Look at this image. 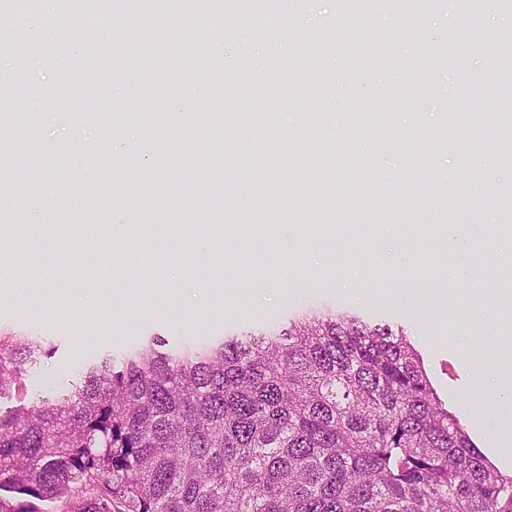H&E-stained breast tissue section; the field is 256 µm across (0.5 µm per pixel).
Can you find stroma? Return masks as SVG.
<instances>
[{
    "mask_svg": "<svg viewBox=\"0 0 512 512\" xmlns=\"http://www.w3.org/2000/svg\"><path fill=\"white\" fill-rule=\"evenodd\" d=\"M468 3L444 0L432 11L418 0L406 17L390 0L364 11L307 0L283 25L245 39L218 25L224 0H205L207 61L171 86L170 69L183 63L180 15L169 36L148 43L134 15L119 42L71 18L66 45L27 25L25 57L5 47L0 76L16 87L12 107L31 115L32 148L47 158L26 179L51 184L62 200L42 207L38 194H22L0 207V225L18 232L0 240V278L37 275L52 290L38 307L20 292L0 296L1 330L57 347L29 366V399L67 393L84 365L144 336L173 347L340 308L402 326L440 398L487 461L511 474L512 399H499L490 378L512 368V299L498 272L512 238L488 253L476 240L512 219V168L497 154L507 87L487 77L512 54L501 38L512 12L490 11L463 31ZM451 31L452 59L430 56ZM434 84L468 101L477 133L443 135L448 100L426 95ZM348 112L383 118L387 139L363 128L342 141L334 125ZM187 120L197 129L189 139ZM97 138L99 154L86 156L83 143ZM314 155L329 166L312 191L299 168ZM381 172L384 203L371 208L358 182ZM268 183L280 190L271 203ZM215 224L233 253L220 280L210 275L215 252L203 247ZM441 224L468 226L461 244L474 276L429 250ZM117 259L131 279L114 276ZM115 295L118 314L101 311ZM471 402L484 415L468 414Z\"/></svg>",
    "mask_w": 512,
    "mask_h": 512,
    "instance_id": "1",
    "label": "stroma"
}]
</instances>
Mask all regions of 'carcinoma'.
I'll list each match as a JSON object with an SVG mask.
<instances>
[{
	"label": "carcinoma",
	"mask_w": 512,
	"mask_h": 512,
	"mask_svg": "<svg viewBox=\"0 0 512 512\" xmlns=\"http://www.w3.org/2000/svg\"><path fill=\"white\" fill-rule=\"evenodd\" d=\"M269 21L301 0H228ZM180 10L196 63L199 0ZM499 148L512 155V113ZM16 167L27 143L0 146ZM141 340L70 394L0 415V512H512V475L492 467L437 394L404 329L349 311L162 351ZM49 350L0 331V397L23 401L26 365Z\"/></svg>",
	"instance_id": "cac0c4a2"
}]
</instances>
